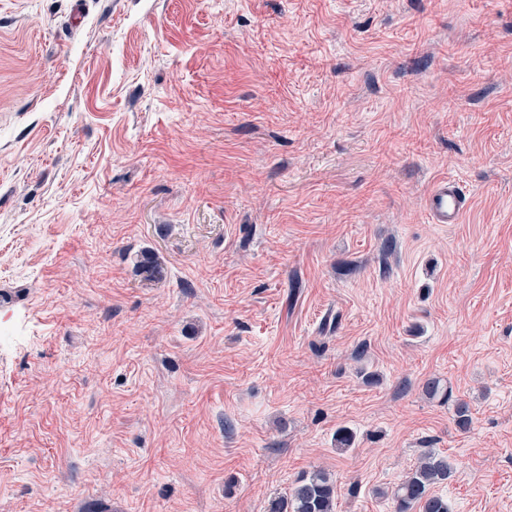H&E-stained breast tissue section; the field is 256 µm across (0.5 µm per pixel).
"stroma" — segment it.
I'll use <instances>...</instances> for the list:
<instances>
[{"label":"stroma","instance_id":"stroma-1","mask_svg":"<svg viewBox=\"0 0 512 512\" xmlns=\"http://www.w3.org/2000/svg\"><path fill=\"white\" fill-rule=\"evenodd\" d=\"M429 451L512 512V0H0V512H392ZM424 207L431 223L458 224L467 209V197L455 180L442 178L428 191ZM336 480L330 473L314 470L301 474L292 488L272 498L268 512H334Z\"/></svg>","mask_w":512,"mask_h":512}]
</instances>
